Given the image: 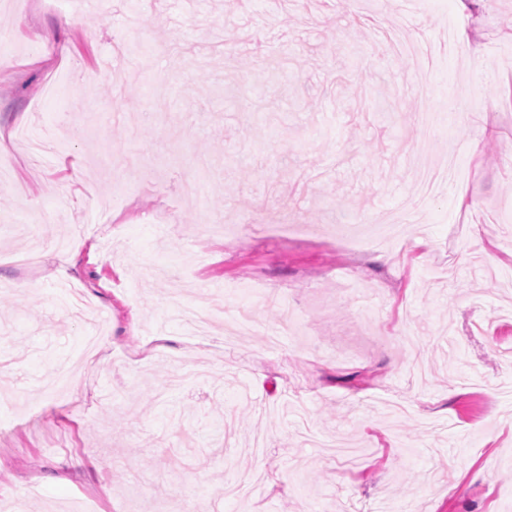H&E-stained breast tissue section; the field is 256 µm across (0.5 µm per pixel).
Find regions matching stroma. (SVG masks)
Wrapping results in <instances>:
<instances>
[{"label":"stroma","instance_id":"35a3bbf8","mask_svg":"<svg viewBox=\"0 0 512 512\" xmlns=\"http://www.w3.org/2000/svg\"><path fill=\"white\" fill-rule=\"evenodd\" d=\"M339 7L0 0V512H512V0Z\"/></svg>","mask_w":512,"mask_h":512}]
</instances>
